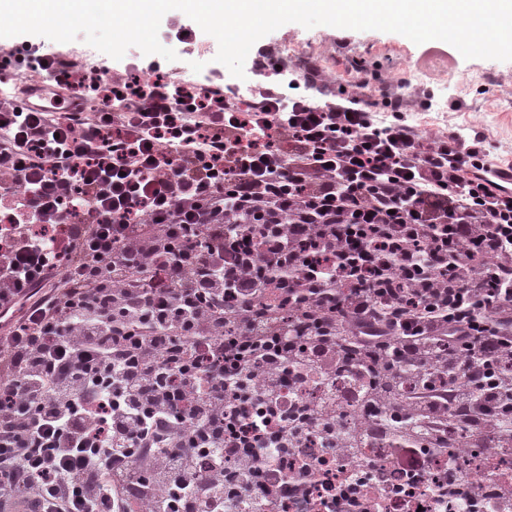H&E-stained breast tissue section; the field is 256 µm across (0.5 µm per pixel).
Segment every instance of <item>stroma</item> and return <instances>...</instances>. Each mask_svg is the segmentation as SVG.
<instances>
[{
	"label": "stroma",
	"instance_id": "obj_1",
	"mask_svg": "<svg viewBox=\"0 0 512 512\" xmlns=\"http://www.w3.org/2000/svg\"><path fill=\"white\" fill-rule=\"evenodd\" d=\"M268 38L295 45L297 59L334 61L336 68L329 76L339 87L359 65L395 81L408 70L420 73V80L412 81L404 93L407 110L419 117L421 130L431 135L450 129L465 136L481 130L491 158L512 162V61L467 59L457 51L450 59L439 60L432 53L447 49V42L416 44L394 32L326 25L307 29L288 23Z\"/></svg>",
	"mask_w": 512,
	"mask_h": 512
}]
</instances>
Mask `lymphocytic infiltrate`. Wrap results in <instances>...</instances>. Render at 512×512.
<instances>
[{
	"label": "lymphocytic infiltrate",
	"mask_w": 512,
	"mask_h": 512,
	"mask_svg": "<svg viewBox=\"0 0 512 512\" xmlns=\"http://www.w3.org/2000/svg\"><path fill=\"white\" fill-rule=\"evenodd\" d=\"M9 64L76 99L96 79L34 44ZM251 68L246 109L223 71L153 60L87 109L0 91V512H272L325 459L318 512H388L362 448L455 435L489 492L424 495L512 512V164L423 135L378 73L332 100L317 58L264 44Z\"/></svg>",
	"instance_id": "f902f5d3"
}]
</instances>
